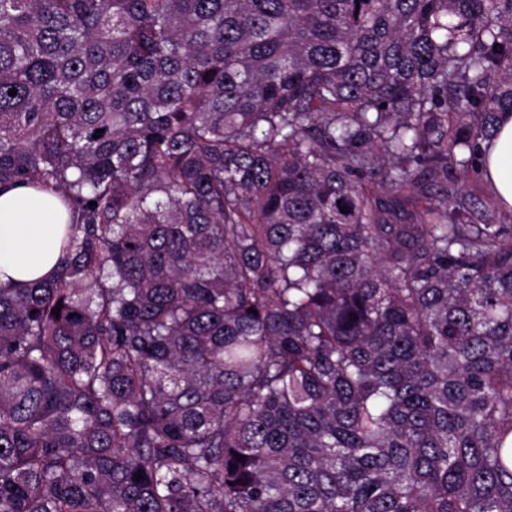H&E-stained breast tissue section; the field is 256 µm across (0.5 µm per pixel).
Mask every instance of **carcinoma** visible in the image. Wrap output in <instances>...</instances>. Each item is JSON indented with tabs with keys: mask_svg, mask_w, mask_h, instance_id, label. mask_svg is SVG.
I'll list each match as a JSON object with an SVG mask.
<instances>
[{
	"mask_svg": "<svg viewBox=\"0 0 512 512\" xmlns=\"http://www.w3.org/2000/svg\"><path fill=\"white\" fill-rule=\"evenodd\" d=\"M505 112L512 0H0V187L70 214L0 512H512ZM483 177L495 190L499 204L512 209V114L506 113L500 123L497 138L490 147Z\"/></svg>",
	"mask_w": 512,
	"mask_h": 512,
	"instance_id": "cac0c4a2",
	"label": "carcinoma"
}]
</instances>
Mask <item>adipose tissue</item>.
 <instances>
[{
  "mask_svg": "<svg viewBox=\"0 0 512 512\" xmlns=\"http://www.w3.org/2000/svg\"><path fill=\"white\" fill-rule=\"evenodd\" d=\"M483 177L499 204L512 209V114H505L490 147ZM70 220L52 193L26 184L0 188V283L25 284L53 273Z\"/></svg>",
  "mask_w": 512,
  "mask_h": 512,
  "instance_id": "1",
  "label": "adipose tissue"
}]
</instances>
